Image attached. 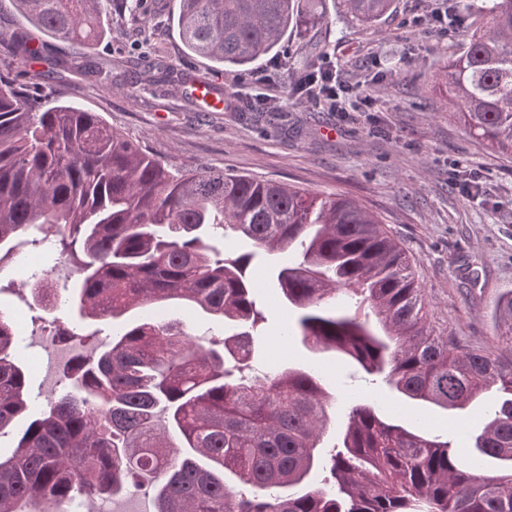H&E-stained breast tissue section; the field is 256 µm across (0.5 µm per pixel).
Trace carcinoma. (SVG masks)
<instances>
[{
    "label": "carcinoma",
    "instance_id": "cac0c4a2",
    "mask_svg": "<svg viewBox=\"0 0 512 512\" xmlns=\"http://www.w3.org/2000/svg\"><path fill=\"white\" fill-rule=\"evenodd\" d=\"M13 2L51 38L89 44L101 33L104 0ZM337 2L372 26L394 0ZM319 4L180 0L176 26L188 53L239 67L269 55L288 29L324 22ZM145 80L185 86L206 77L160 60ZM440 80L469 133L512 158V0H491ZM48 239L77 273L71 301L81 320L177 301L244 331L197 350L180 322L130 326L79 365L70 388L0 456V512H57L73 499L144 486L156 512H512V295L494 310L508 327L497 348L460 350L426 325L409 254L359 202L172 167L98 113L34 98L0 78V263ZM286 250L300 260L274 275L299 312L303 342L447 412L492 387L503 394L469 444L477 454L362 401L348 410L329 477L311 482L331 408L319 379L279 364L244 374L250 328L262 320L253 261ZM24 291L40 305L51 287L33 268ZM339 293L360 297L375 322L328 307ZM17 336L0 311V435L28 410ZM485 458L499 473L484 471Z\"/></svg>",
    "mask_w": 512,
    "mask_h": 512
}]
</instances>
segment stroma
<instances>
[{"label": "stroma", "instance_id": "obj_1", "mask_svg": "<svg viewBox=\"0 0 512 512\" xmlns=\"http://www.w3.org/2000/svg\"><path fill=\"white\" fill-rule=\"evenodd\" d=\"M135 19L130 0H113L94 46L55 41L30 25L11 0H0V73L30 95L56 88L61 101L98 113L113 129L185 169L208 166L310 192L341 194L377 215L414 260L427 300L426 319L467 348H492V312L512 292V160L469 135L434 88L448 53L462 43L487 0H448V30L425 24L435 0H394L376 27L340 16L324 0L328 22L289 31L277 52L254 69L216 73L209 60L186 54L173 24L179 0H148ZM25 37L40 58L12 54L8 42ZM51 58L67 61L52 80L38 78ZM211 78L224 92L203 104L186 88L139 81L155 60ZM330 64L354 90L373 99L349 112L293 102L299 71ZM264 94L274 112H242L234 92ZM265 331L255 342V364L284 362L317 373L334 401L337 423L355 399H374L383 411L413 419L438 433L448 429L439 410L421 409L372 384L356 366L315 350L295 336L297 313L265 276ZM0 310L22 323V357L35 363L29 391L45 406L62 390L42 367L41 327L51 318L77 323L61 304L54 313L30 309L16 290L0 292Z\"/></svg>", "mask_w": 512, "mask_h": 512}]
</instances>
